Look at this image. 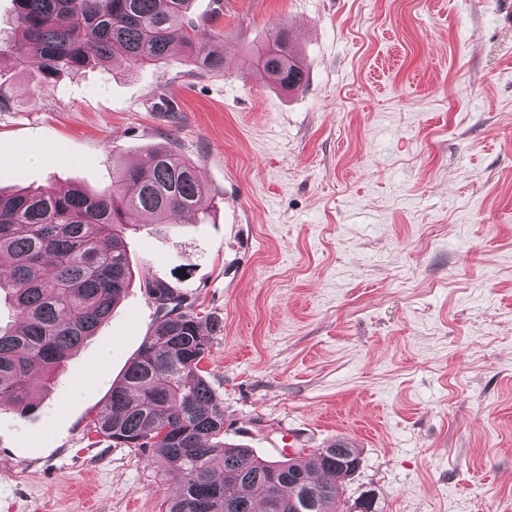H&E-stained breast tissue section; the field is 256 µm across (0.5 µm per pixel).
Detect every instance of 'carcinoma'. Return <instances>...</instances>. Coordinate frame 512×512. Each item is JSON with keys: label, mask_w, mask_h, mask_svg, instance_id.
<instances>
[{"label": "carcinoma", "mask_w": 512, "mask_h": 512, "mask_svg": "<svg viewBox=\"0 0 512 512\" xmlns=\"http://www.w3.org/2000/svg\"><path fill=\"white\" fill-rule=\"evenodd\" d=\"M18 38L0 37V59L23 67L41 62V88L63 74L120 58L135 71L166 63L178 48L202 70L224 69V56L206 50L205 25L189 19L192 0H13ZM288 31L272 52L258 53L259 72L285 89L305 71L290 51ZM143 168L116 173L96 193L46 187L0 193V293L19 325L0 328V405L21 411L89 337L96 335L129 288L133 264L129 227L196 223L207 191L194 163L154 149ZM157 318L122 379L113 383L107 412L90 431L129 448H151L155 464L177 486L166 512H339L343 483L360 466L348 442L268 461L253 449L219 441L224 405L203 375L221 321L201 316L169 282H144Z\"/></svg>", "instance_id": "carcinoma-1"}]
</instances>
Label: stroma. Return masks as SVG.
<instances>
[{
	"instance_id": "1",
	"label": "stroma",
	"mask_w": 512,
	"mask_h": 512,
	"mask_svg": "<svg viewBox=\"0 0 512 512\" xmlns=\"http://www.w3.org/2000/svg\"><path fill=\"white\" fill-rule=\"evenodd\" d=\"M205 46L42 88L0 60V190L97 192L147 149L193 161L200 223L130 233L135 285L36 406L0 407V512H165L152 449L90 441L162 279L222 322L224 439L361 458L344 512H512V0H193ZM288 26L300 89L256 53ZM45 155L39 163L22 148Z\"/></svg>"
}]
</instances>
